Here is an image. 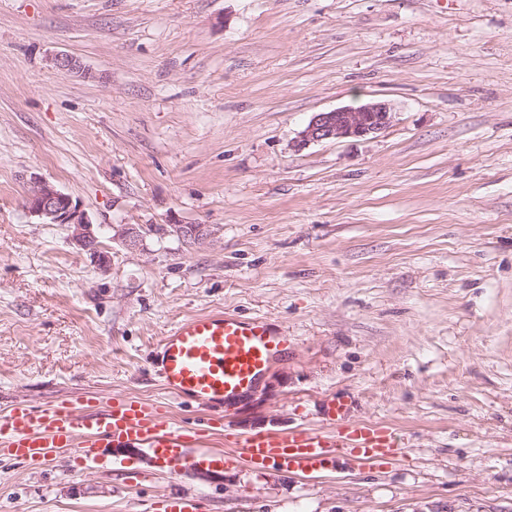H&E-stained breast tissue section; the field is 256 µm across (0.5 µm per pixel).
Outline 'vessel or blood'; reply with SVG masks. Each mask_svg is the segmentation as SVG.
Returning a JSON list of instances; mask_svg holds the SVG:
<instances>
[{
    "label": "vessel or blood",
    "instance_id": "obj_1",
    "mask_svg": "<svg viewBox=\"0 0 512 512\" xmlns=\"http://www.w3.org/2000/svg\"><path fill=\"white\" fill-rule=\"evenodd\" d=\"M288 344L284 331L265 318L209 314L175 326L157 346L154 366L164 388L203 407L251 391L271 359ZM327 428L296 426L283 433L255 432L232 439L241 462L254 470L315 475L337 458L359 462L403 455L391 428L353 418L347 397L330 402ZM218 427L207 418L170 426L161 406L131 396L102 401L73 397L45 407L15 403L0 413V456L27 465L49 466L61 450L80 466L98 463L104 448H136L169 474L192 467H220L229 460L210 448ZM189 496L166 497L152 512H198Z\"/></svg>",
    "mask_w": 512,
    "mask_h": 512
}]
</instances>
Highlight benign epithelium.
I'll use <instances>...</instances> for the list:
<instances>
[{
  "label": "benign epithelium",
  "instance_id": "7a95c632",
  "mask_svg": "<svg viewBox=\"0 0 512 512\" xmlns=\"http://www.w3.org/2000/svg\"><path fill=\"white\" fill-rule=\"evenodd\" d=\"M394 108L386 102H368L357 107H340L316 113L300 132L297 146L326 140L362 138L386 130L392 123ZM26 208L43 224H63L71 230L73 241L103 266L107 255L100 250L91 231L92 221L80 202L49 181L35 177L30 182ZM169 233L199 243L207 238L201 224H171Z\"/></svg>",
  "mask_w": 512,
  "mask_h": 512
}]
</instances>
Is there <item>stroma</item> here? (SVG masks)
<instances>
[{
  "instance_id": "35a3bbf8",
  "label": "stroma",
  "mask_w": 512,
  "mask_h": 512,
  "mask_svg": "<svg viewBox=\"0 0 512 512\" xmlns=\"http://www.w3.org/2000/svg\"><path fill=\"white\" fill-rule=\"evenodd\" d=\"M370 101L394 108L384 132L297 147L315 113ZM36 176L80 201L107 266L27 213ZM217 311L265 317L288 349L213 411L212 448L327 425L346 395L407 457L305 478L63 452L0 461V512L174 493L203 512H512V0H0V412L125 395L193 421L150 362Z\"/></svg>"
}]
</instances>
